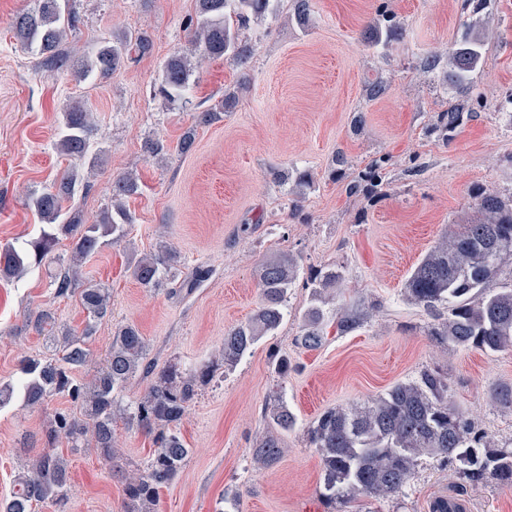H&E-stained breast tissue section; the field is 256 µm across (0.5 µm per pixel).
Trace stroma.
<instances>
[{"instance_id":"obj_1","label":"stroma","mask_w":512,"mask_h":512,"mask_svg":"<svg viewBox=\"0 0 512 512\" xmlns=\"http://www.w3.org/2000/svg\"><path fill=\"white\" fill-rule=\"evenodd\" d=\"M35 0H0V249L39 237L43 225L28 203L74 166L54 148L58 120L71 104L92 112V141L103 151L88 193L71 207L85 223L111 204L112 180L132 172L140 191L128 198L134 217L127 243L103 246L83 266L86 278L112 293V315L96 327L94 360L107 353L118 326L136 325L149 343L155 369L184 368L215 358L228 330L246 322L262 302L255 269L286 253L297 262L288 313L232 370L192 403L179 426L190 455L177 479L163 488L159 512H215L225 491H238L236 512H325L319 497L320 460L304 430L325 408L350 406L417 376L426 367L448 375L455 405L498 442L512 440V406L500 403L512 386V351L448 352L430 340L432 317L405 294L418 262L447 232L477 215L474 197L490 192L512 199V0L461 9L459 0H390L402 37L372 48L362 33L377 18L379 0H313V23L300 29L292 0L276 17L248 30L255 51L246 66L224 59L202 63L192 103L179 108L154 98L164 60L176 50L194 54L184 23L194 0H78L81 23L68 42L85 50L105 37L146 33L153 50L108 79L76 82L70 72L44 67L12 32L15 16ZM478 37L483 58L472 74L484 104L446 79L447 64L427 73L420 60L447 54L463 37ZM246 89H238L240 79ZM384 81L371 101L366 86ZM238 89L237 108L214 124L195 127L190 153L176 144L197 112L224 91ZM472 112L449 136L435 128L450 105ZM161 136L169 150L157 158L143 149ZM344 156L346 166L335 164ZM390 161L377 193L350 194L351 175L379 156ZM309 170L314 185L298 210L275 168ZM177 249L185 271L210 275L181 299L142 288L127 269L129 252L144 254L159 240ZM70 258L69 241L52 259L19 279H0V383H18L23 358L48 350L29 318L53 312L59 324L82 329L86 314L75 297H60L55 274ZM333 267L345 276L322 306L326 317L343 307L364 314L343 336L329 333L308 350L296 342L311 307V270ZM288 355L293 369L281 380L271 351ZM282 392L296 417L283 436L284 454L269 469L253 465L250 450L269 428L264 407ZM64 397L38 406L14 400L0 409V500L10 496L29 453L42 446L47 418L71 409ZM69 512H121L122 486L109 463L89 450L70 460ZM439 495L458 498L470 512H512V488L462 484L453 467L425 460L401 502L380 512H429Z\"/></svg>"}]
</instances>
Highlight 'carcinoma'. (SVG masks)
Masks as SVG:
<instances>
[{"label":"carcinoma","mask_w":512,"mask_h":512,"mask_svg":"<svg viewBox=\"0 0 512 512\" xmlns=\"http://www.w3.org/2000/svg\"><path fill=\"white\" fill-rule=\"evenodd\" d=\"M279 0H195L194 15L186 22L198 59L177 50L164 61L156 94L168 103L190 101L192 76L201 59L224 58L244 65L252 58L254 47L243 35L250 23L275 16ZM377 12L384 24L368 27L371 47L386 45L403 31V23L389 8L379 3ZM311 0H293V17L305 28L311 21ZM80 23L74 0H39L37 7L18 15L13 28L21 45L41 58V63L69 70L79 82L89 78L106 79L129 60L142 57L152 49L145 34H123L104 38L92 49L75 56L66 46L68 33ZM483 43L464 38L448 51V80L461 87L471 83V73L482 58ZM238 96L224 94L209 109L198 113L195 124L180 136L177 149L186 154L195 144L196 126L221 121L224 113L236 108ZM464 121L460 108L448 109L438 116L442 132L455 131ZM93 114L74 104L62 112L55 149L63 156L82 161L54 183L51 189L32 198V206L41 222L51 231L23 246H8L0 252V276L19 279L32 263H41L59 243V237L71 242L70 264L55 276L57 293L78 295L88 320L80 331L57 325L51 312L42 310L33 320L47 344L61 353L59 358L21 361L19 387L0 385V408L21 393L28 405L45 402L54 396L67 397L75 410L54 412L42 431L43 447L26 458L18 489L0 501V512H35L38 505L49 504L56 512H65L68 503L69 463L58 444L65 440L69 453L94 449L105 461L115 463L120 456L114 423L140 431L152 440L153 450L143 466L128 471L123 482V512H156L163 488L182 471L189 448L178 432L191 403L211 384L219 367L234 368L262 338L274 335L284 318L289 288L295 283L297 266L287 254L263 261L257 269V284L262 304L254 317L224 336L219 360H209L185 371L170 366L154 372L147 361L149 344L139 329L121 325L101 363L94 366L90 380L76 381L74 369L87 365L88 339L97 322L111 314V292L100 283L81 280L78 266L102 245H118L128 235L133 216L125 200L138 193L137 178L130 173L112 181V203L94 224H86L66 203L90 187L89 175L101 164L103 151L93 147ZM389 162L381 156L353 176L347 190L351 194L373 186ZM274 181L292 183L297 198L313 185V177L298 168L274 169ZM478 216L443 236L416 266L406 282L405 293L415 304L435 317L427 330L432 341L449 351L477 349L497 353L512 349V288H488L512 251V203L482 192L476 196ZM128 270L141 287L168 290L171 297L190 293L208 277L210 270L198 266L184 276L180 255L161 240L153 252L131 254ZM342 272L321 269L311 277L313 301L306 313L298 340L306 348L320 347L328 336L347 334L361 325L363 317L344 311L336 320L325 319L317 305L322 294L336 289ZM138 374L154 375L147 390L136 401L125 404L120 397L130 379ZM265 416L273 430L256 440L251 448L254 464L271 468L283 454L282 434L295 424V416L282 395L269 398ZM309 447L320 459L319 496L327 512L349 507L359 499L358 512H376L375 503L397 500L414 478L423 458L456 466L469 486L490 481L512 487V442L498 443L476 428L448 398V378L439 370L422 369L405 382H397L377 397L349 407L324 410L306 431Z\"/></svg>","instance_id":"1"}]
</instances>
